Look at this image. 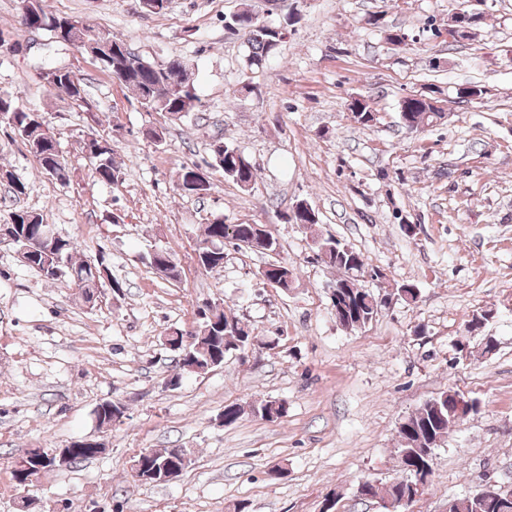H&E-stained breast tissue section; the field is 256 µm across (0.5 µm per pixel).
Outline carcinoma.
I'll return each instance as SVG.
<instances>
[{
	"instance_id": "obj_1",
	"label": "carcinoma",
	"mask_w": 512,
	"mask_h": 512,
	"mask_svg": "<svg viewBox=\"0 0 512 512\" xmlns=\"http://www.w3.org/2000/svg\"><path fill=\"white\" fill-rule=\"evenodd\" d=\"M251 11L244 9L238 13V18H230L233 28L247 35L248 54L247 66L261 67L269 57L277 53L282 40L279 33L268 28L264 23L250 17ZM19 16L21 25L35 27L45 31L51 39H56L58 25L67 17L46 12L43 0H19ZM191 80L190 65L187 61L163 67L156 62L145 61L139 68L124 76L123 84L131 88L137 95L142 106L156 112H165L177 116L181 120L195 111L200 99L195 92ZM49 89L55 91L61 98L67 99L80 106L85 103V90L82 83H74L70 79H49ZM407 111L399 113L402 126L416 132L437 119V113H429L424 108L423 101L406 98ZM348 108L353 113V119L362 126L369 125L372 112L366 100L354 97ZM13 114L10 128L19 137L27 150L39 161L42 171L65 185L69 182L68 168L58 148L57 142L42 131L44 126L40 115L19 104L11 94L0 92V113ZM103 135L90 130L83 140V151L93 164L94 178L104 184H113L119 180L122 170L112 160V149L101 146ZM211 166L221 170L224 177L235 183L256 179V168L250 161L241 159L238 148L217 138L209 143ZM33 214L18 209L10 214L11 223L18 229L16 248L26 259L24 265L43 273L44 265L58 264L71 280L81 290L80 296L84 303H94L97 288L93 284L92 273L88 261H77L74 254L77 244L63 234L46 242L44 248L31 251V240L37 238L43 229V218L36 216V221H30ZM248 233L245 224H226L224 218L217 217L207 224L203 234L196 242L195 252L198 264L210 272H219L224 268V244ZM316 244L317 256L325 264L336 268L340 275L334 281V292L331 297L332 308L335 311L336 322L346 330L354 331L358 322L372 321L379 313L381 305L379 296L374 292L357 286L358 277L363 273L365 260L360 252L341 243L332 236H312ZM173 253L166 249H156L146 256L148 265L161 278L177 281L180 271L177 264L168 263ZM420 290L412 282L394 284L391 296L407 303L418 300ZM200 321L194 330L171 337L169 343L174 345L182 342V338L191 339V351L194 354L192 362L204 373L214 368V364L223 363L224 356L237 352L251 344L252 329H244L242 321L229 317L224 309L217 305L204 304L199 310ZM450 395H441L426 401L415 412L405 417L398 427L399 448H397L398 463L406 478L389 484L380 485L377 481L366 478L358 484L357 493L366 499L389 501L394 504V512H400L402 505L398 504L399 497L409 484L422 470L433 474L434 457L424 459L417 449L425 446L437 448L442 438L450 428L456 426L455 408L449 402ZM253 410L265 418L271 411H276L277 417L287 413L286 403L267 400L253 407ZM188 452L186 448H165L152 451L149 458L150 468L154 469L164 462L180 458ZM449 512H512V500H507L506 494H501L492 500H487L482 492H477L465 498L456 499Z\"/></svg>"
}]
</instances>
